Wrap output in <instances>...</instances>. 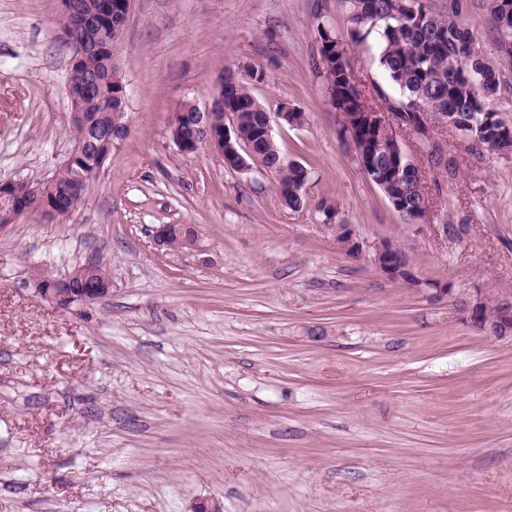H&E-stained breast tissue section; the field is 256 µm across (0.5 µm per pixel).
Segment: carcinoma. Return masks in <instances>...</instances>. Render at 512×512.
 <instances>
[{
    "label": "carcinoma",
    "mask_w": 512,
    "mask_h": 512,
    "mask_svg": "<svg viewBox=\"0 0 512 512\" xmlns=\"http://www.w3.org/2000/svg\"><path fill=\"white\" fill-rule=\"evenodd\" d=\"M347 14L346 32L337 34L320 25V53L328 55L330 66L323 68L327 94L336 100L341 112H358L357 86L351 65V50L371 33L376 32L379 63L390 81L403 90L397 99H384L389 112H395L403 125L419 131L420 103L429 102V123L444 115L455 119V126L466 135L478 139L482 151L490 155L512 153V125L489 108L498 93L495 70L486 61L474 33L448 16L432 11L427 0H340ZM125 106L119 98L108 97L105 104L88 102V120L96 121L101 136L94 139L87 151L94 152L102 137L108 134L110 108ZM224 107L241 113L245 132L252 133L260 123L263 109L249 87L239 83L230 86L224 96ZM357 156L369 161L368 174L384 176L397 164H406L389 152L374 149V133L363 130L356 141ZM425 150L429 163L435 168H448L444 151L437 140L427 141ZM98 170L78 161L61 167L53 177L48 196L57 200L58 211L66 212L72 203V190L85 195L95 181ZM281 182L288 184V207L300 206L295 191L308 178L307 169L296 163L278 170ZM401 216L416 223L427 218V194L413 180L405 177L396 187Z\"/></svg>",
    "instance_id": "carcinoma-1"
}]
</instances>
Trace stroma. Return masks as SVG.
<instances>
[{
    "label": "stroma",
    "instance_id": "1",
    "mask_svg": "<svg viewBox=\"0 0 512 512\" xmlns=\"http://www.w3.org/2000/svg\"><path fill=\"white\" fill-rule=\"evenodd\" d=\"M429 3L475 34L512 122L484 0ZM59 18V0H0V181L49 180L73 146ZM321 25L345 32L339 0H132L112 51L129 134L63 222L0 231V512H512V341L457 315L473 289L512 292V156L439 129L454 169L428 171L429 221L405 223L339 133ZM375 42L354 75L399 97ZM258 66L265 110L306 115L273 131L309 172L298 210L261 166L170 135L225 68ZM328 204L364 256L337 247ZM163 224L194 226L196 250L158 247ZM383 240L450 298L381 276L367 251ZM88 261L111 274L104 298L63 311L35 294Z\"/></svg>",
    "mask_w": 512,
    "mask_h": 512
}]
</instances>
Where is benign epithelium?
<instances>
[{"instance_id":"obj_1","label":"benign epithelium","mask_w":512,"mask_h":512,"mask_svg":"<svg viewBox=\"0 0 512 512\" xmlns=\"http://www.w3.org/2000/svg\"><path fill=\"white\" fill-rule=\"evenodd\" d=\"M131 0H116L112 4L104 0H61V30L64 38L72 43L74 53L72 62L80 64L91 54H112L113 43L105 37V26L110 16L128 17ZM238 78V72L229 69L225 76L218 78L210 104L205 110H200L196 104L185 103L193 111L173 113L170 133L173 141L184 154H195L206 148L222 159L232 170L244 171L250 169V163L263 165V155L258 143L274 142L273 124L282 121L291 127H301L305 123L302 112H265L262 123L257 127L256 134L248 138L241 130V118L238 112L224 110V79ZM110 82L124 87L118 72L114 71L105 77L97 73L89 74L84 84L69 87L71 101L70 121H85L80 105L88 97L90 90L103 82ZM339 130L349 144H354L350 133L351 125L356 123L371 124L378 129V148L390 149L399 154L407 153L401 136L415 138L404 127L395 113L385 112L379 108L373 112H363L356 117L349 112L338 113ZM336 243L344 253L352 258L362 256V245L354 236L350 225H336ZM372 263L375 269L385 278L393 282L410 281L414 286L422 285L412 272L404 254L399 247L390 241H381L373 246ZM92 265L85 264L74 269L63 278L47 280L37 278L35 292L60 309H68L76 303L90 304L103 298L110 292L108 281H98L92 278ZM490 300L489 294L477 290L458 308L460 319L471 328L485 332L489 331L500 340H512V295L501 293L497 295V305L500 312L497 319L498 328L482 322L483 309Z\"/></svg>"}]
</instances>
